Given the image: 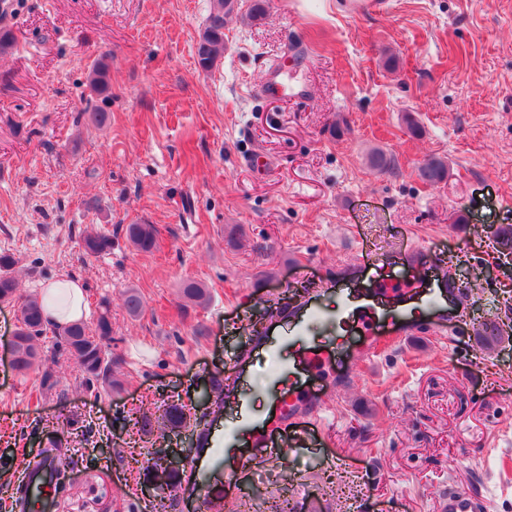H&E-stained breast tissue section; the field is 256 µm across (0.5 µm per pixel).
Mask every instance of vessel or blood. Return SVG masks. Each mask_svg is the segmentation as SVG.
Instances as JSON below:
<instances>
[{
  "instance_id": "obj_1",
  "label": "vessel or blood",
  "mask_w": 512,
  "mask_h": 512,
  "mask_svg": "<svg viewBox=\"0 0 512 512\" xmlns=\"http://www.w3.org/2000/svg\"><path fill=\"white\" fill-rule=\"evenodd\" d=\"M353 266L355 277L336 283L342 296L337 309L322 308L312 298L286 310L292 335L262 332L252 337V349L269 358H278L286 348L294 349L295 355L273 377L270 410L262 415L247 411L243 390L246 358H239L234 373L226 376L225 400L240 418L228 427L212 429L204 455L194 459L187 480L191 492L183 501L185 512H216L220 504L237 498L240 480L255 459L278 460L286 449L310 444L320 436L328 404L307 387L306 370L317 367L333 375L337 352L345 347L354 348L357 357L368 361L391 339L452 333L457 319L446 305L459 298L452 275L443 273L424 283L407 280L396 275L386 257L368 262L357 259ZM314 319L330 329V340L309 336L307 327ZM344 384V378L334 377L333 387ZM58 466L54 456H38L27 467L20 486L25 501L38 504L43 512H52L56 506L52 476ZM477 509L472 494L455 489L442 498L439 512Z\"/></svg>"
}]
</instances>
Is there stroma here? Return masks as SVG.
I'll return each instance as SVG.
<instances>
[{"mask_svg": "<svg viewBox=\"0 0 512 512\" xmlns=\"http://www.w3.org/2000/svg\"><path fill=\"white\" fill-rule=\"evenodd\" d=\"M17 44L0 56V253L20 290L72 276L94 325L112 310L119 391H84L74 363L50 390L8 363L16 303L0 302V512L38 449L57 444L72 481L63 512H154L142 466L157 441L142 412L198 411L233 370L247 328L298 290L323 289L359 252L422 246L465 292L454 338L391 340L374 362L344 359L354 386L329 399L325 439L255 461L224 512H438L461 488L481 512H512V0H237L211 69L197 43L210 0H10ZM110 60L111 93L88 76ZM283 95L261 85L276 60ZM108 112L104 126L90 112ZM412 113L419 134L402 121ZM395 169H373L369 154ZM447 161V181L418 175ZM157 228L156 249L127 240ZM112 248L86 256L87 228ZM244 245H227L230 233ZM207 288L184 308L180 287ZM145 307L129 316L127 289ZM502 341L484 349L481 323ZM129 242L139 251L151 252L157 242V230L152 224H130L125 229Z\"/></svg>", "mask_w": 512, "mask_h": 512, "instance_id": "1", "label": "stroma"}]
</instances>
